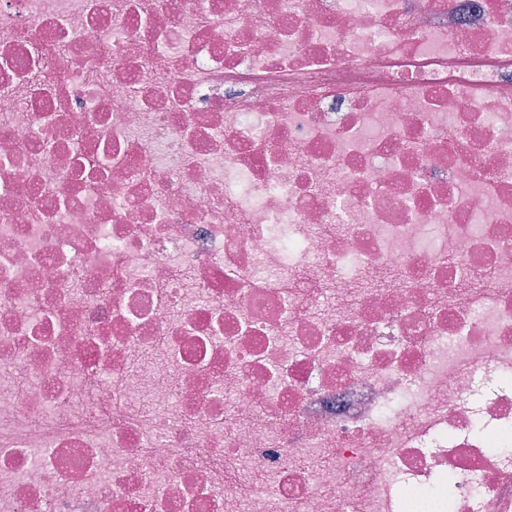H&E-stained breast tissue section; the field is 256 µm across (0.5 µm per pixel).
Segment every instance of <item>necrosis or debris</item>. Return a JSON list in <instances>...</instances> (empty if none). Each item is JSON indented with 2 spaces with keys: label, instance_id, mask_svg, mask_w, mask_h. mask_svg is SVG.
I'll return each instance as SVG.
<instances>
[{
  "label": "necrosis or debris",
  "instance_id": "1",
  "mask_svg": "<svg viewBox=\"0 0 512 512\" xmlns=\"http://www.w3.org/2000/svg\"><path fill=\"white\" fill-rule=\"evenodd\" d=\"M511 375L512 0H0V512H512Z\"/></svg>",
  "mask_w": 512,
  "mask_h": 512
}]
</instances>
